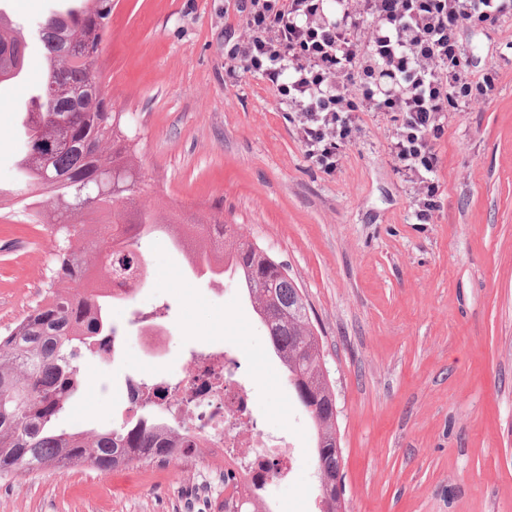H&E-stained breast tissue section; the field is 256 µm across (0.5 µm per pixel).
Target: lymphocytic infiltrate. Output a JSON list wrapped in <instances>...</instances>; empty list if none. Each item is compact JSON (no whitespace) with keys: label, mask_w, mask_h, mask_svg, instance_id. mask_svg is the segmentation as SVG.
<instances>
[{"label":"lymphocytic infiltrate","mask_w":512,"mask_h":512,"mask_svg":"<svg viewBox=\"0 0 512 512\" xmlns=\"http://www.w3.org/2000/svg\"><path fill=\"white\" fill-rule=\"evenodd\" d=\"M235 9L227 72L269 82L323 172L334 173L341 148L358 139L361 113L398 114L389 154L418 223H432L448 115L495 88L494 73L471 77L459 33L499 26L512 0H235Z\"/></svg>","instance_id":"lymphocytic-infiltrate-1"}]
</instances>
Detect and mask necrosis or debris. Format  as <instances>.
Masks as SVG:
<instances>
[{"mask_svg":"<svg viewBox=\"0 0 512 512\" xmlns=\"http://www.w3.org/2000/svg\"><path fill=\"white\" fill-rule=\"evenodd\" d=\"M159 386L155 406L195 441L205 461L203 478L230 474L224 491L237 502L265 501L270 479L292 477L288 438L258 425L241 364L230 351L202 348L188 376L161 379Z\"/></svg>","mask_w":512,"mask_h":512,"instance_id":"4bbe7bcc","label":"necrosis or debris"}]
</instances>
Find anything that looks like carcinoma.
<instances>
[{"instance_id": "cac0c4a2", "label": "carcinoma", "mask_w": 512, "mask_h": 512, "mask_svg": "<svg viewBox=\"0 0 512 512\" xmlns=\"http://www.w3.org/2000/svg\"><path fill=\"white\" fill-rule=\"evenodd\" d=\"M111 0H80V7L40 23L46 71L38 101L27 112V138L53 145L45 175L43 162L26 142L21 203L39 220L51 206L53 267L43 298L0 336V474L53 472L75 467L111 471L130 462L179 459L178 431L143 417L119 429L59 431L54 423L79 391L89 355L106 358L117 329L108 308L129 301L146 278L140 239L163 235L186 251L190 269L211 277L234 271L271 338L292 394L317 432L316 466L321 512H344V499L330 486L327 471L342 452L336 436V393L322 363L303 290L284 274L288 266L235 234L217 212L208 220L163 215L140 202L142 174L134 135L121 112L111 110L108 85L97 60L109 30ZM27 41L23 28L0 15V77L23 70ZM137 264V275L122 297L112 294V262ZM152 383L129 384L127 395L151 402Z\"/></svg>"}]
</instances>
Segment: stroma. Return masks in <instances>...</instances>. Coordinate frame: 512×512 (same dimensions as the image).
Returning <instances> with one entry per match:
<instances>
[{
    "label": "stroma",
    "mask_w": 512,
    "mask_h": 512,
    "mask_svg": "<svg viewBox=\"0 0 512 512\" xmlns=\"http://www.w3.org/2000/svg\"><path fill=\"white\" fill-rule=\"evenodd\" d=\"M63 0H0L43 46L34 22ZM234 0H113L97 66L112 109L139 136L142 199L225 223L288 266L303 289L336 391L346 512H512V21L461 34L468 68L496 88L448 120L438 145L441 207L413 220L391 163L393 114L364 112L334 174L307 160L295 123L258 75L227 74ZM27 78L0 86V335L44 294L54 241L13 196L25 144ZM151 272L112 310L115 352L90 361L61 418L118 427L131 361L179 376L202 346H229L252 382L263 427L294 447L293 481L270 483L278 512H316V434L288 388L263 324L233 280L187 270L162 238L142 239ZM160 312L170 344L137 360L134 316ZM0 512H214L195 460L136 462L108 473L0 476Z\"/></svg>",
    "instance_id": "stroma-1"
}]
</instances>
